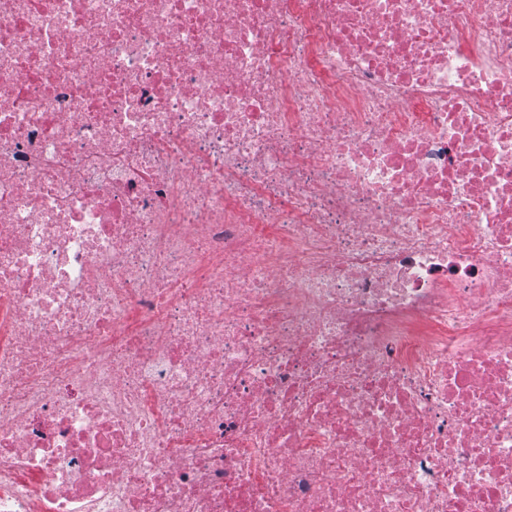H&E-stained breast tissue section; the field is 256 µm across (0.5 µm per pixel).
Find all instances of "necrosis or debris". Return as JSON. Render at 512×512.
Instances as JSON below:
<instances>
[{"label": "necrosis or debris", "mask_w": 512, "mask_h": 512, "mask_svg": "<svg viewBox=\"0 0 512 512\" xmlns=\"http://www.w3.org/2000/svg\"><path fill=\"white\" fill-rule=\"evenodd\" d=\"M0 512H512V0H0Z\"/></svg>", "instance_id": "necrosis-or-debris-1"}]
</instances>
